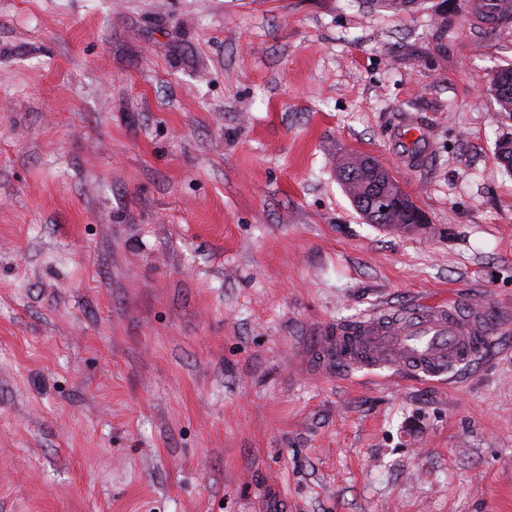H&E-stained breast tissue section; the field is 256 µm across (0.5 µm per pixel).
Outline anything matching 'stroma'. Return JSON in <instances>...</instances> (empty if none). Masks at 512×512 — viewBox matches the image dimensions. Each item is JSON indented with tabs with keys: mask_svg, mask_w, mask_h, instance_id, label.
Returning a JSON list of instances; mask_svg holds the SVG:
<instances>
[{
	"mask_svg": "<svg viewBox=\"0 0 512 512\" xmlns=\"http://www.w3.org/2000/svg\"><path fill=\"white\" fill-rule=\"evenodd\" d=\"M475 2L0 0V512H512V16ZM352 152L422 228L362 220ZM448 299L498 318L471 364L318 358ZM490 84L499 112H504L509 119H512V66L495 71ZM360 163L359 156H346L339 159L337 163L340 182L358 211L364 210L362 200L370 191L374 190V188H370L366 184L359 172ZM391 185L394 187L388 186L387 195L383 192L370 197L369 207L363 212V217L367 223L374 224L372 219L378 214L377 208L386 206L390 201L397 207L400 206L402 201H410L408 195L397 181L392 179Z\"/></svg>",
	"mask_w": 512,
	"mask_h": 512,
	"instance_id": "stroma-1",
	"label": "stroma"
}]
</instances>
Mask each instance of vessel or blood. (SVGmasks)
Instances as JSON below:
<instances>
[{"label":"vessel or blood","mask_w":512,"mask_h":512,"mask_svg":"<svg viewBox=\"0 0 512 512\" xmlns=\"http://www.w3.org/2000/svg\"><path fill=\"white\" fill-rule=\"evenodd\" d=\"M493 330L482 305L462 311L452 303H423L360 320L329 343L337 359L349 364L435 375L480 356Z\"/></svg>","instance_id":"obj_1"}]
</instances>
